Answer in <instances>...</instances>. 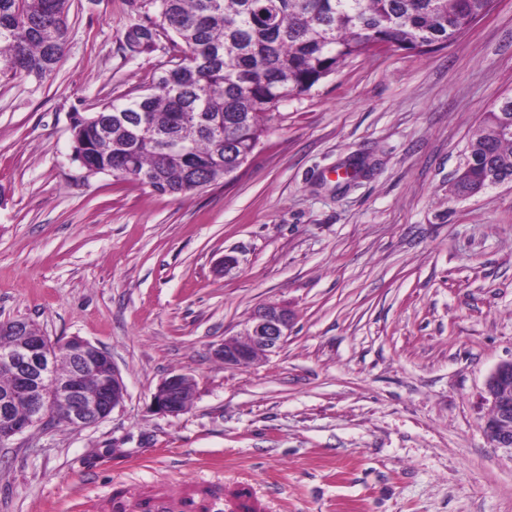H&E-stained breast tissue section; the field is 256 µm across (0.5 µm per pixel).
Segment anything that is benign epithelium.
Instances as JSON below:
<instances>
[{
  "label": "benign epithelium",
  "instance_id": "obj_1",
  "mask_svg": "<svg viewBox=\"0 0 512 512\" xmlns=\"http://www.w3.org/2000/svg\"><path fill=\"white\" fill-rule=\"evenodd\" d=\"M293 316L287 308L265 304L249 317L244 335L229 336L213 350L226 365L250 363L260 354H271L288 339ZM0 334L15 338L0 349V370L13 379L0 391V445L27 429L52 421L59 413L69 425L90 427L107 419L124 400L126 387L112 356L102 347L79 337L53 340L26 320L0 321ZM69 374H59L62 365ZM194 384L185 374L164 379L153 395L156 411L178 416L191 401ZM482 404L489 412L483 430L494 447L512 455V359L490 373ZM25 406L29 416L20 418L16 408Z\"/></svg>",
  "mask_w": 512,
  "mask_h": 512
}]
</instances>
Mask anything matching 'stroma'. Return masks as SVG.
Here are the masks:
<instances>
[{"label": "stroma", "mask_w": 512, "mask_h": 512, "mask_svg": "<svg viewBox=\"0 0 512 512\" xmlns=\"http://www.w3.org/2000/svg\"><path fill=\"white\" fill-rule=\"evenodd\" d=\"M157 16L70 0L55 71L0 83V321L106 349L126 385L99 424L0 446V512H103L130 487L224 512L241 490L254 512H512L480 402L512 359V183L453 192L471 131L512 94V0L444 49L347 59L279 105L235 174L179 197L71 159L70 114L169 60L164 38L124 48ZM267 303L293 315L283 346L216 360ZM176 373L190 407L158 413ZM194 384L185 374H173L164 379L153 395V407L170 416L183 414L191 401Z\"/></svg>", "instance_id": "stroma-1"}]
</instances>
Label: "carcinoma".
<instances>
[{"label": "carcinoma", "mask_w": 512, "mask_h": 512, "mask_svg": "<svg viewBox=\"0 0 512 512\" xmlns=\"http://www.w3.org/2000/svg\"><path fill=\"white\" fill-rule=\"evenodd\" d=\"M159 21L131 25L130 50L170 40L174 56L143 92L78 122L73 159L164 195L239 169L279 103L311 90L372 44L429 53L466 33L493 0H156ZM68 0H0V79L43 78L63 56ZM512 96L486 111L454 184L468 196L493 171L512 179Z\"/></svg>", "instance_id": "1"}]
</instances>
